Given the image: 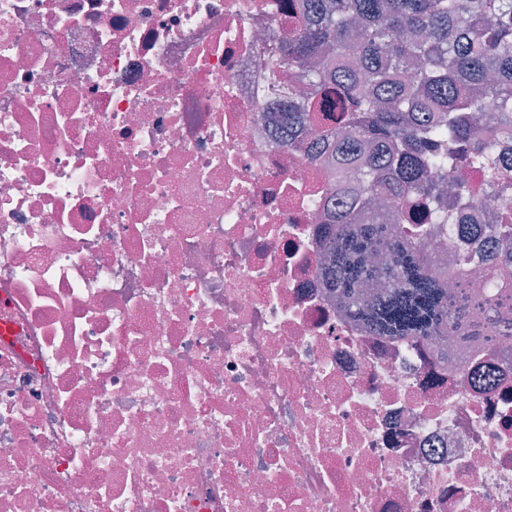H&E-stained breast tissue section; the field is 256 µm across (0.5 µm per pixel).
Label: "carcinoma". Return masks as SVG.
<instances>
[{
	"label": "carcinoma",
	"instance_id": "1",
	"mask_svg": "<svg viewBox=\"0 0 512 512\" xmlns=\"http://www.w3.org/2000/svg\"><path fill=\"white\" fill-rule=\"evenodd\" d=\"M309 15L273 52L300 84L272 87L284 131L305 125L353 178L358 203L328 225L325 287L367 330L418 340L446 333L493 355L512 338V262L478 287L459 258L430 266L431 224H452L462 183L433 181L459 164L512 193V169L489 159L512 139V0H307ZM512 251V222L486 211Z\"/></svg>",
	"mask_w": 512,
	"mask_h": 512
}]
</instances>
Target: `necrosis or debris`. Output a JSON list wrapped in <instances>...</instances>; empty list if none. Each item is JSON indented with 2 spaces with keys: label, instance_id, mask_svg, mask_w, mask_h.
<instances>
[{
  "label": "necrosis or debris",
  "instance_id": "4bbe7bcc",
  "mask_svg": "<svg viewBox=\"0 0 512 512\" xmlns=\"http://www.w3.org/2000/svg\"><path fill=\"white\" fill-rule=\"evenodd\" d=\"M302 8L0 0V512H512V346L322 286L344 196L262 95ZM438 235L485 278L483 212Z\"/></svg>",
  "mask_w": 512,
  "mask_h": 512
}]
</instances>
